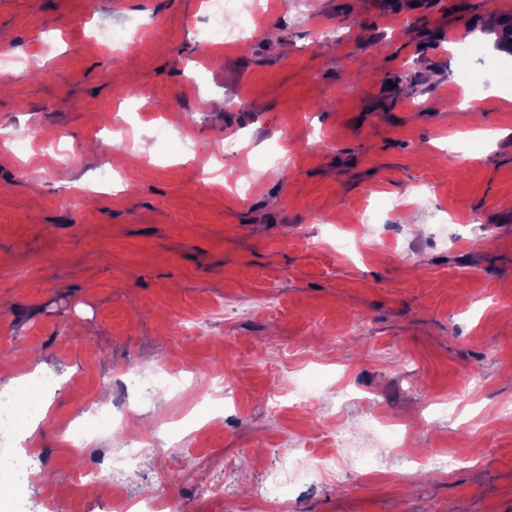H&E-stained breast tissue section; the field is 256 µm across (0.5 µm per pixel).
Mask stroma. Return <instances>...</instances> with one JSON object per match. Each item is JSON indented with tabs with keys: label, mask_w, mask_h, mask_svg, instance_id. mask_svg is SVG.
<instances>
[{
	"label": "stroma",
	"mask_w": 512,
	"mask_h": 512,
	"mask_svg": "<svg viewBox=\"0 0 512 512\" xmlns=\"http://www.w3.org/2000/svg\"><path fill=\"white\" fill-rule=\"evenodd\" d=\"M382 2L276 0L227 45L205 0H0V125L28 133L25 153L0 144V396L29 368L49 383L0 441L34 439L59 496L128 437H176L121 495L161 471L183 512H261L280 455H322L341 428L384 479L291 469V512H512V83L484 66L505 37L485 18L512 0L391 20ZM103 25L125 47L99 45ZM72 140L92 159L63 162ZM107 165L128 189L75 199ZM378 197L396 210L361 223ZM129 367L184 385L144 405L106 383ZM104 399L111 432L74 458L60 421ZM369 420L415 427L404 455L465 460L407 481ZM218 469L230 499L200 497Z\"/></svg>",
	"instance_id": "stroma-1"
}]
</instances>
